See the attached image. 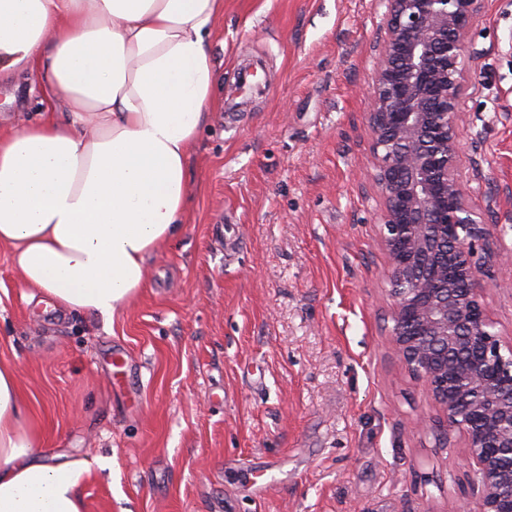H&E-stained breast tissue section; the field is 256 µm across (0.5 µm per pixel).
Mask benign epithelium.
<instances>
[{
	"label": "benign epithelium",
	"mask_w": 512,
	"mask_h": 512,
	"mask_svg": "<svg viewBox=\"0 0 512 512\" xmlns=\"http://www.w3.org/2000/svg\"><path fill=\"white\" fill-rule=\"evenodd\" d=\"M484 0H386L371 75L379 243L389 266V344L461 430L480 491L474 512H512V344L488 317L482 277L502 260L461 172L467 49Z\"/></svg>",
	"instance_id": "benign-epithelium-1"
}]
</instances>
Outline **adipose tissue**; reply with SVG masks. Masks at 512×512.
Segmentation results:
<instances>
[{
	"label": "adipose tissue",
	"instance_id": "obj_1",
	"mask_svg": "<svg viewBox=\"0 0 512 512\" xmlns=\"http://www.w3.org/2000/svg\"><path fill=\"white\" fill-rule=\"evenodd\" d=\"M224 0H0V75L36 70L63 110L0 132V246L52 307L105 318L182 231L188 159L218 84ZM0 364V512H84Z\"/></svg>",
	"mask_w": 512,
	"mask_h": 512
}]
</instances>
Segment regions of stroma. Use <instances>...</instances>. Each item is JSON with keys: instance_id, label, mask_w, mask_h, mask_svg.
Masks as SVG:
<instances>
[{"instance_id": "stroma-1", "label": "stroma", "mask_w": 512, "mask_h": 512, "mask_svg": "<svg viewBox=\"0 0 512 512\" xmlns=\"http://www.w3.org/2000/svg\"><path fill=\"white\" fill-rule=\"evenodd\" d=\"M383 0H224L221 97L189 157L183 231L112 319L62 314L0 248V363L48 449L85 462V512H451L475 502L462 431L392 354L365 123ZM462 171L512 251V0L469 43ZM270 84L234 117L241 61ZM36 75L0 79V131L37 119ZM485 305L512 342V264ZM127 379L112 384L115 352Z\"/></svg>"}]
</instances>
